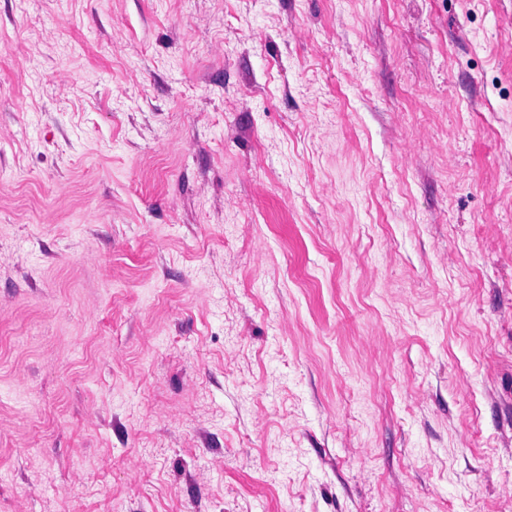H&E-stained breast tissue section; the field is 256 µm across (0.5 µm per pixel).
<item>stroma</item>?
Masks as SVG:
<instances>
[{"mask_svg": "<svg viewBox=\"0 0 512 512\" xmlns=\"http://www.w3.org/2000/svg\"><path fill=\"white\" fill-rule=\"evenodd\" d=\"M0 512H512V0H0Z\"/></svg>", "mask_w": 512, "mask_h": 512, "instance_id": "obj_1", "label": "stroma"}]
</instances>
